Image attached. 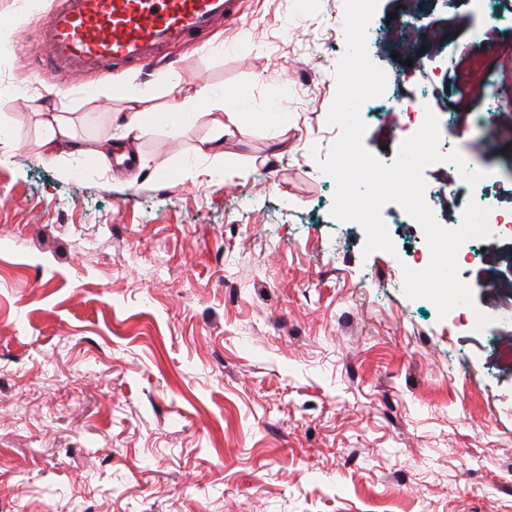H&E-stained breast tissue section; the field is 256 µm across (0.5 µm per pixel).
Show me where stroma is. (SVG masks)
<instances>
[{"label":"stroma","mask_w":512,"mask_h":512,"mask_svg":"<svg viewBox=\"0 0 512 512\" xmlns=\"http://www.w3.org/2000/svg\"><path fill=\"white\" fill-rule=\"evenodd\" d=\"M62 2L0 0V512H512V325L406 297L418 223L388 212L394 250L367 254L330 213L344 0H234L166 63L84 85L14 49ZM408 12L457 54L420 32L399 50L388 21ZM491 19L512 28L497 0H379L370 59L401 79L369 106L367 151L397 154L422 95L512 185V112L471 111L487 73L512 84V39L470 42ZM131 96L147 120L101 158ZM63 102L78 149L48 160ZM222 118L223 155L202 153ZM480 245L479 310L512 237Z\"/></svg>","instance_id":"stroma-1"}]
</instances>
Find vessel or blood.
<instances>
[{
  "label": "vessel or blood",
  "instance_id": "vessel-or-blood-1",
  "mask_svg": "<svg viewBox=\"0 0 512 512\" xmlns=\"http://www.w3.org/2000/svg\"><path fill=\"white\" fill-rule=\"evenodd\" d=\"M234 14L232 0H64L37 42L46 73L77 82L113 63H160L171 45Z\"/></svg>",
  "mask_w": 512,
  "mask_h": 512
}]
</instances>
